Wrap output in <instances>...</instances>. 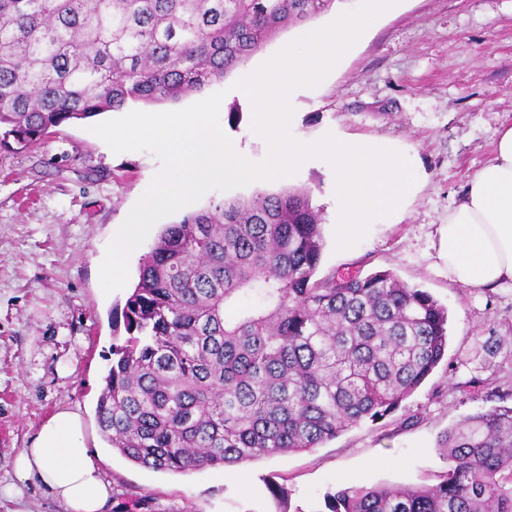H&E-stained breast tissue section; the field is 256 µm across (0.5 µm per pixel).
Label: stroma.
<instances>
[{
  "instance_id": "obj_1",
  "label": "stroma",
  "mask_w": 512,
  "mask_h": 512,
  "mask_svg": "<svg viewBox=\"0 0 512 512\" xmlns=\"http://www.w3.org/2000/svg\"><path fill=\"white\" fill-rule=\"evenodd\" d=\"M288 27L223 79L176 101V111L223 92L219 121L252 161L267 154L250 128L252 106L233 90L241 77L294 39ZM291 130L301 139L340 133L408 152L419 179L403 214L372 224L346 250L335 248L332 169L305 162L287 179L255 182L195 201H223L302 188L324 218L318 277L387 270L448 309V354L392 414L353 426L318 448L184 474L130 463L104 440L96 404L112 355V315L138 281L151 228L129 257L127 288L104 294L99 268L112 240L161 167L148 151L113 152L91 120L63 124L40 144L0 149V484L57 412L83 419L84 440L118 501L142 512H323L341 487L435 484L448 463L439 435L468 415L512 406V286L473 290L454 283L439 258L440 228L472 175L512 124V0H400L377 18L317 87L297 89ZM283 487L274 496L270 484Z\"/></svg>"
}]
</instances>
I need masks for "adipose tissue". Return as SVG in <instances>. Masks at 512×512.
Returning a JSON list of instances; mask_svg holds the SVG:
<instances>
[{"mask_svg": "<svg viewBox=\"0 0 512 512\" xmlns=\"http://www.w3.org/2000/svg\"><path fill=\"white\" fill-rule=\"evenodd\" d=\"M439 256L451 280L471 289L512 285V126L502 128L494 156L470 179L441 229ZM7 496L22 500L36 481L65 512H103L112 487L95 465L76 412L63 410L22 449Z\"/></svg>", "mask_w": 512, "mask_h": 512, "instance_id": "ef3b65f1", "label": "adipose tissue"}]
</instances>
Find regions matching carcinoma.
Masks as SVG:
<instances>
[{"label": "carcinoma", "instance_id": "obj_1", "mask_svg": "<svg viewBox=\"0 0 512 512\" xmlns=\"http://www.w3.org/2000/svg\"><path fill=\"white\" fill-rule=\"evenodd\" d=\"M335 0H0V145L226 76ZM307 191L232 199L167 224L122 309L98 398L112 450L187 473L317 448L394 412L448 350V309L388 271L315 278ZM428 485L340 488L327 512H512V406L438 437Z\"/></svg>", "mask_w": 512, "mask_h": 512}]
</instances>
